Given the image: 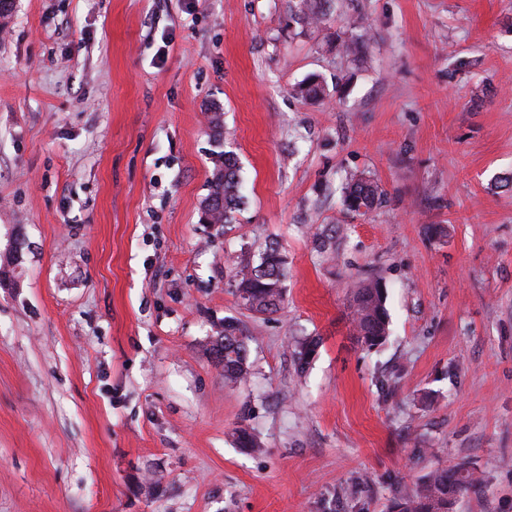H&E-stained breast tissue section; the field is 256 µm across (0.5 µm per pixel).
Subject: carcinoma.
Segmentation results:
<instances>
[{
  "mask_svg": "<svg viewBox=\"0 0 512 512\" xmlns=\"http://www.w3.org/2000/svg\"><path fill=\"white\" fill-rule=\"evenodd\" d=\"M333 2L295 0L291 12L305 24L314 25L323 22ZM208 187L205 200L213 201V205L202 207L207 223H230L234 212L243 204L238 167L232 155L224 154L221 164L211 173ZM379 200L377 185L367 178H352L343 187V203L351 212L365 213ZM237 277V292L249 310L260 314H274L280 310L286 266L277 247L267 246L257 261L248 252L241 254ZM385 301V288L378 281L364 284L350 299L358 342L368 349L382 345L388 337ZM211 352L224 365V379L237 382L249 375L248 344L237 321L224 320ZM482 492V480L466 466L438 468L412 491L401 495L398 512H450L460 498Z\"/></svg>",
  "mask_w": 512,
  "mask_h": 512,
  "instance_id": "cac0c4a2",
  "label": "carcinoma"
}]
</instances>
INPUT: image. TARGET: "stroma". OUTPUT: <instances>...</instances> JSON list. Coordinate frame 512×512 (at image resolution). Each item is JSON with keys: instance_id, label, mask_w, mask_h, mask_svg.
<instances>
[{"instance_id": "1", "label": "stroma", "mask_w": 512, "mask_h": 512, "mask_svg": "<svg viewBox=\"0 0 512 512\" xmlns=\"http://www.w3.org/2000/svg\"><path fill=\"white\" fill-rule=\"evenodd\" d=\"M225 151L245 200L208 224ZM349 175L372 212L344 209ZM511 177L512 0H349L316 27L288 0H12L0 512H392L463 461L484 492L454 512H512ZM272 243L286 296L260 315L235 261ZM370 280L373 350L349 308ZM380 200L378 187L367 178H351L343 187V203L347 210L366 213ZM385 288L379 281H370L358 288L350 299L353 323L358 342L368 349L382 345L388 337V313ZM211 352L224 365V379L241 381L249 375L248 344L237 321L225 319Z\"/></svg>"}]
</instances>
